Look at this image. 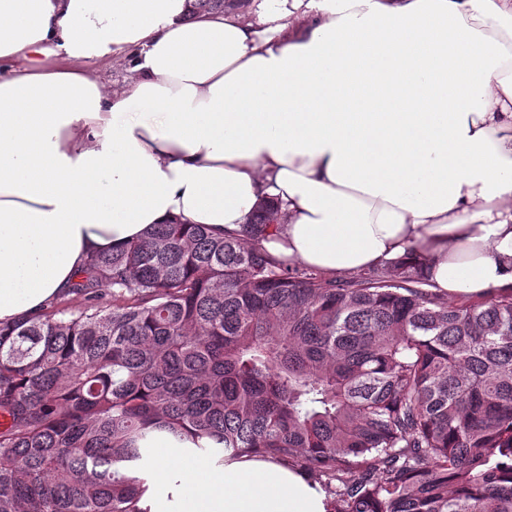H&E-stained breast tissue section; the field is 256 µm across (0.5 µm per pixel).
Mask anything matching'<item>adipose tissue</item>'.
<instances>
[{"label": "adipose tissue", "mask_w": 512, "mask_h": 512, "mask_svg": "<svg viewBox=\"0 0 512 512\" xmlns=\"http://www.w3.org/2000/svg\"><path fill=\"white\" fill-rule=\"evenodd\" d=\"M118 48L128 83L82 68ZM270 203L279 259L512 287V0H0V322L152 225ZM150 446L142 512L328 510L286 462Z\"/></svg>", "instance_id": "ef3b65f1"}]
</instances>
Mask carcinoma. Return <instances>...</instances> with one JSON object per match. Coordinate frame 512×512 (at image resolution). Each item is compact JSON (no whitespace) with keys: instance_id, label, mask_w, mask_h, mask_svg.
I'll return each mask as SVG.
<instances>
[{"instance_id":"cac0c4a2","label":"carcinoma","mask_w":512,"mask_h":512,"mask_svg":"<svg viewBox=\"0 0 512 512\" xmlns=\"http://www.w3.org/2000/svg\"><path fill=\"white\" fill-rule=\"evenodd\" d=\"M276 220L157 224L90 257L79 307L0 324V512H141L118 464L154 432L291 462L328 512H512V288L327 276L262 245Z\"/></svg>"}]
</instances>
